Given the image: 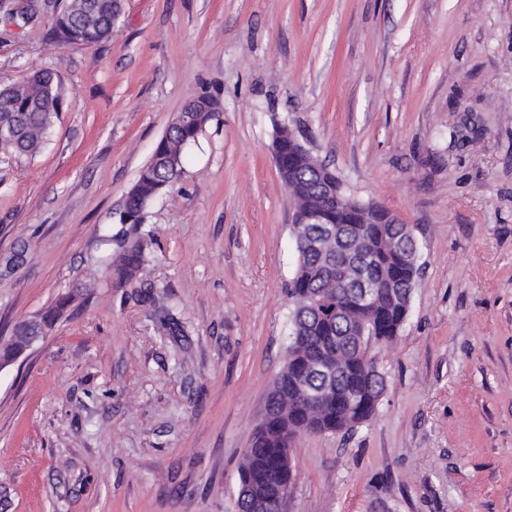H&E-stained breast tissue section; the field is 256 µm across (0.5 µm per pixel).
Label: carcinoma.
Segmentation results:
<instances>
[{
    "mask_svg": "<svg viewBox=\"0 0 512 512\" xmlns=\"http://www.w3.org/2000/svg\"><path fill=\"white\" fill-rule=\"evenodd\" d=\"M124 5L117 0H66L54 26L53 45L96 46L112 39ZM58 71L44 67L19 84L0 85V157H33L50 140L63 101ZM206 112H180L140 169L128 192L119 222L144 220L147 206L173 184L182 170L187 149L202 127L221 111L208 97ZM288 123L275 124L273 146L283 163L298 168L297 180L287 182L295 201L347 233L350 243L367 250L370 273L382 284L367 307L358 306L353 288L356 270L344 284L336 280V240L319 242L323 225H292L297 268L288 284L286 359L267 394L265 415L243 453L239 468L237 512H287L294 470L293 439L302 433L353 431L377 411L385 381L367 356L372 342L393 343L408 319L421 270V245L406 225L390 223V211L372 201L347 194L335 173L324 171L312 153L299 154L292 142L278 138ZM336 186L346 205L325 208L321 181ZM405 237L411 260L399 258L391 239ZM146 261L140 241H124L108 258L120 280L129 284Z\"/></svg>",
    "mask_w": 512,
    "mask_h": 512,
    "instance_id": "1",
    "label": "carcinoma"
}]
</instances>
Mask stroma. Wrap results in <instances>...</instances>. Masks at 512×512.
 I'll list each match as a JSON object with an SVG mask.
<instances>
[{"label": "stroma", "instance_id": "35a3bbf8", "mask_svg": "<svg viewBox=\"0 0 512 512\" xmlns=\"http://www.w3.org/2000/svg\"><path fill=\"white\" fill-rule=\"evenodd\" d=\"M22 2L0 0V83L51 67L64 99L40 153L0 159V264L23 254L0 336L74 299L0 371V512H236L288 337L283 118L423 263L398 339L368 348L377 413L295 439L288 512H512V0H125L111 41L53 51L60 0ZM201 92L221 110L180 176L118 223ZM106 235L145 240L132 283Z\"/></svg>", "mask_w": 512, "mask_h": 512}]
</instances>
